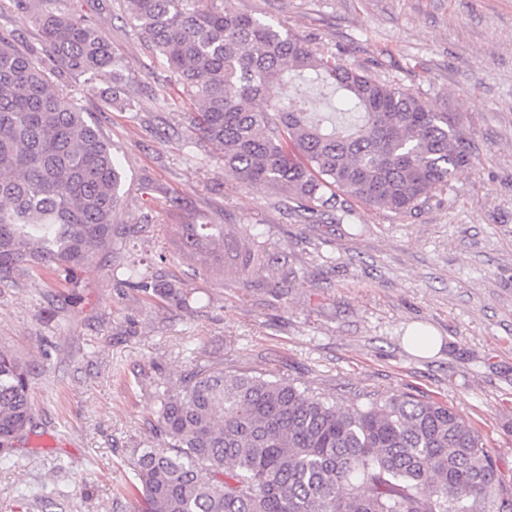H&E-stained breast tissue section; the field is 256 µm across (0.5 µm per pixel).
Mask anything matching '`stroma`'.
Here are the masks:
<instances>
[{
	"label": "stroma",
	"instance_id": "stroma-1",
	"mask_svg": "<svg viewBox=\"0 0 512 512\" xmlns=\"http://www.w3.org/2000/svg\"><path fill=\"white\" fill-rule=\"evenodd\" d=\"M283 25L433 111L461 116L473 167L421 213L358 201L329 223L264 183L242 184L196 145L181 87L115 0H83L127 68L133 102L108 79L60 77L30 12L0 0V32L44 64L101 127L125 180L120 236L136 235L147 276L187 289L192 312L112 278L125 250L97 255L68 284L0 290V345L29 369L34 429L0 459V512H129L117 489L149 438L158 396L196 366L285 377L338 401L407 392L447 403L482 434L512 490V0H223ZM177 224H220L227 248L281 256L241 285L202 273ZM434 338L424 354L408 335Z\"/></svg>",
	"mask_w": 512,
	"mask_h": 512
}]
</instances>
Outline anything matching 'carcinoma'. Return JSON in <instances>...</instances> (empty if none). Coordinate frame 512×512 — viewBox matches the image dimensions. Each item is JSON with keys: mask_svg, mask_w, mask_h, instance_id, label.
<instances>
[{"mask_svg": "<svg viewBox=\"0 0 512 512\" xmlns=\"http://www.w3.org/2000/svg\"><path fill=\"white\" fill-rule=\"evenodd\" d=\"M195 108L191 124L240 183H266L318 217L355 199L417 214L472 165L462 121L404 88L221 0H118ZM66 73L112 78L122 60L74 6L35 13ZM293 75L331 89L285 98ZM124 176L99 127L56 89L40 60L0 34V288L21 277L65 282L118 245ZM181 248L207 268L224 225H180ZM241 275L274 262L257 244L228 255ZM120 285L191 309L128 260ZM33 428L28 370L0 348V453ZM151 440L131 450L134 512H512L497 460L448 405L410 394L339 404L288 379L202 368L160 396Z\"/></svg>", "mask_w": 512, "mask_h": 512, "instance_id": "carcinoma-1", "label": "carcinoma"}]
</instances>
